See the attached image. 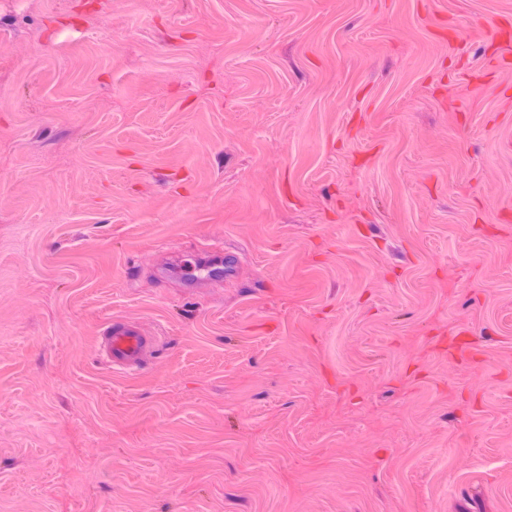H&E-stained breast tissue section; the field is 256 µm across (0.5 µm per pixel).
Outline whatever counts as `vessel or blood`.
<instances>
[{"mask_svg":"<svg viewBox=\"0 0 512 512\" xmlns=\"http://www.w3.org/2000/svg\"><path fill=\"white\" fill-rule=\"evenodd\" d=\"M224 260L225 267L219 270L213 268L210 258L188 254L178 261L177 268L185 285L205 278L220 283L225 276L234 275L241 263L238 251L230 248L225 249ZM157 350V337L147 335L140 322L125 317L112 318L97 344V352L104 364L129 374L146 367Z\"/></svg>","mask_w":512,"mask_h":512,"instance_id":"vessel-or-blood-1","label":"vessel or blood"}]
</instances>
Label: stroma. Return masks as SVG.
I'll list each match as a JSON object with an SVG mask.
<instances>
[{
  "instance_id": "35a3bbf8",
  "label": "stroma",
  "mask_w": 512,
  "mask_h": 512,
  "mask_svg": "<svg viewBox=\"0 0 512 512\" xmlns=\"http://www.w3.org/2000/svg\"><path fill=\"white\" fill-rule=\"evenodd\" d=\"M503 57L512 0H0V512H512ZM221 251H224V276L221 269L213 268L214 265L210 264L212 262L210 258L200 254H187L181 261H177V268L183 283L189 287L193 282L206 278L222 284L224 277L233 276L241 264L240 253L226 247ZM158 350V337L147 335L140 322L115 317L98 336L97 352L114 371L138 373Z\"/></svg>"
}]
</instances>
